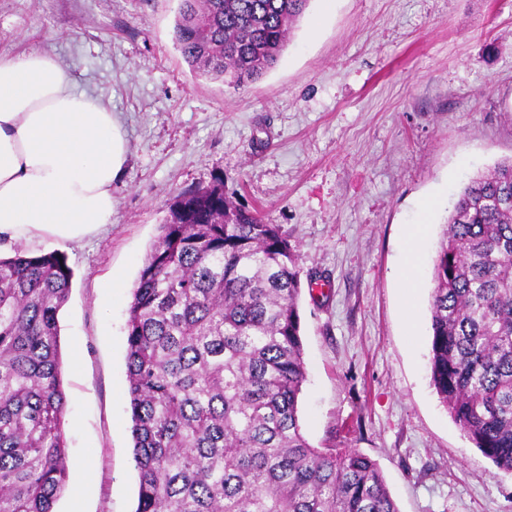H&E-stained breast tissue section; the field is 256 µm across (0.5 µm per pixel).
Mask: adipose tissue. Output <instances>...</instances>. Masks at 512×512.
Segmentation results:
<instances>
[{
	"label": "adipose tissue",
	"mask_w": 512,
	"mask_h": 512,
	"mask_svg": "<svg viewBox=\"0 0 512 512\" xmlns=\"http://www.w3.org/2000/svg\"><path fill=\"white\" fill-rule=\"evenodd\" d=\"M123 125L40 51L0 56V235L82 239L112 220Z\"/></svg>",
	"instance_id": "ef3b65f1"
}]
</instances>
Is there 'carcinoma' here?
I'll list each match as a JSON object with an SVG mask.
<instances>
[{
	"mask_svg": "<svg viewBox=\"0 0 512 512\" xmlns=\"http://www.w3.org/2000/svg\"><path fill=\"white\" fill-rule=\"evenodd\" d=\"M310 0H178L174 41L201 77L241 88L278 61ZM431 384L512 474V158L457 194L433 268ZM58 252L0 257V512H53L68 477ZM298 254L218 178L169 205L128 308L136 512H399L377 464L316 448Z\"/></svg>",
	"mask_w": 512,
	"mask_h": 512,
	"instance_id": "cac0c4a2",
	"label": "carcinoma"
}]
</instances>
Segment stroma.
I'll return each mask as SVG.
<instances>
[{"instance_id": "35a3bbf8", "label": "stroma", "mask_w": 512, "mask_h": 512, "mask_svg": "<svg viewBox=\"0 0 512 512\" xmlns=\"http://www.w3.org/2000/svg\"><path fill=\"white\" fill-rule=\"evenodd\" d=\"M178 0H0V54L54 55L118 112L130 155L112 221L56 251L67 486L54 512H135L127 395L132 291L182 190L223 178L281 225L302 278L303 430L374 460L399 512H512V474L464 436L430 380L432 269L449 201L512 157V0H311L275 66L236 90L173 40ZM421 239L407 295L404 240ZM119 278L120 290L106 283Z\"/></svg>"}]
</instances>
